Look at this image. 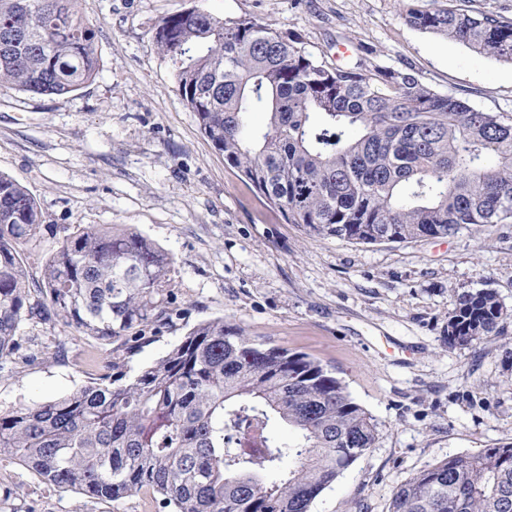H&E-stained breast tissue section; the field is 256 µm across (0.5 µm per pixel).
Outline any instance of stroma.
<instances>
[{"label":"stroma","mask_w":512,"mask_h":512,"mask_svg":"<svg viewBox=\"0 0 512 512\" xmlns=\"http://www.w3.org/2000/svg\"><path fill=\"white\" fill-rule=\"evenodd\" d=\"M194 6L299 32L319 56L349 47L350 61L408 71L476 109L512 113V63L408 25L402 0H77L96 27L95 79L65 96L0 83V173L23 184L57 229L19 252L35 285L64 236L127 225L171 256L178 314L129 344L23 321V345L63 353L15 359L0 378V410L60 398L108 365L135 376L196 325L221 319L255 342L320 361L377 427L375 447L311 512H388L394 491L420 470L512 442V224L366 245L287 223L201 132L154 41L163 18ZM483 288L504 307L502 335L448 348L455 297ZM0 512L170 510L143 492L90 499L0 461Z\"/></svg>","instance_id":"1"}]
</instances>
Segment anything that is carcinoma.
<instances>
[{
  "label": "carcinoma",
  "mask_w": 512,
  "mask_h": 512,
  "mask_svg": "<svg viewBox=\"0 0 512 512\" xmlns=\"http://www.w3.org/2000/svg\"><path fill=\"white\" fill-rule=\"evenodd\" d=\"M76 0H0V82L63 96L97 72L95 26ZM413 27L512 61V20L406 7ZM155 42L202 133L290 224L359 244L452 237L512 223V117L441 94L410 72L334 63L301 36L194 7ZM269 113L249 133L252 103ZM28 189L0 173V374L37 315L101 342H139L172 316V258L122 224L68 236L44 265L42 300L17 247L42 232ZM495 291L459 294L450 349L501 334ZM276 421L291 443L271 432ZM376 425L342 382L305 353L253 342L213 320L125 381L103 374L67 395L0 412V460L58 488L118 501L162 497L172 512H310L368 449ZM290 465L280 470L283 459ZM280 470L279 479L262 473ZM388 512H512V443L452 456L394 492Z\"/></svg>",
  "instance_id": "cac0c4a2"
}]
</instances>
